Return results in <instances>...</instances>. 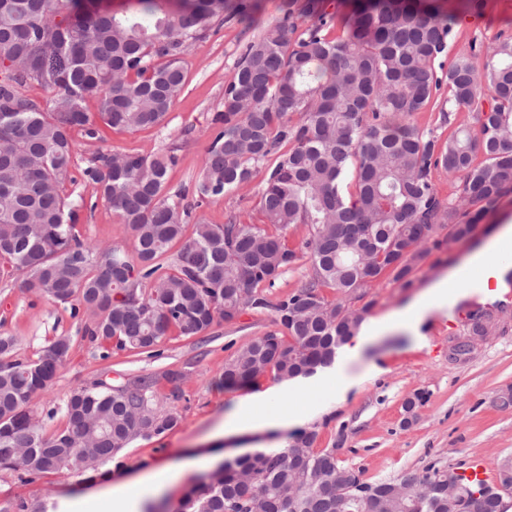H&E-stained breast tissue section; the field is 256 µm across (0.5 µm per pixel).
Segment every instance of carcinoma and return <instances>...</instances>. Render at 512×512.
I'll list each match as a JSON object with an SVG mask.
<instances>
[{"label": "carcinoma", "instance_id": "obj_1", "mask_svg": "<svg viewBox=\"0 0 512 512\" xmlns=\"http://www.w3.org/2000/svg\"><path fill=\"white\" fill-rule=\"evenodd\" d=\"M89 0H0V258L19 287L86 315L83 337L104 360L112 351L155 353L172 332L198 336L247 308L271 309L277 329L252 339L224 361V386L309 376L330 365L356 334L367 307L354 292L386 274L408 287L428 254L434 227L448 224L465 238L512 192V36L448 65L453 17L437 0H362L341 17L324 0H288L283 17L242 49L224 88V111L193 192L195 207L219 198L264 171L263 224L236 216L223 224L200 217L186 234L185 194L167 188L175 157L102 154L85 179L133 233L135 256L119 245L94 251L84 244L78 214L63 182L73 163L78 130L102 139L100 126L139 130L159 125L186 85L183 56L236 0H138L142 16L101 17ZM313 18L301 26L299 14ZM41 53V69L27 68ZM36 83L52 94L43 110L24 94ZM99 100V112L86 99ZM490 97L489 110L482 108ZM443 124L474 108L478 130L459 128L447 139L426 135L399 116L428 105ZM459 175L461 211L439 196L432 173ZM308 227L300 249L282 232ZM180 248L162 262L174 245ZM307 258L311 278L275 303L264 289ZM325 288L336 299L322 295ZM494 319L471 311L467 329ZM71 347L57 337L35 360L0 335V469L15 470L13 453L28 458V480L78 466L94 454L119 456L138 438L165 434L179 417L163 407L159 379L138 376L117 385L98 381L73 389L64 427L46 435L26 406L52 388ZM305 432L286 448L256 451L224 462L223 477L193 487L177 512H507L500 485L467 482L433 466L397 479L368 481L315 447ZM457 500H448V478Z\"/></svg>", "mask_w": 512, "mask_h": 512}]
</instances>
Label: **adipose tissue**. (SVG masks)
I'll list each match as a JSON object with an SVG mask.
<instances>
[{"instance_id": "ef3b65f1", "label": "adipose tissue", "mask_w": 512, "mask_h": 512, "mask_svg": "<svg viewBox=\"0 0 512 512\" xmlns=\"http://www.w3.org/2000/svg\"><path fill=\"white\" fill-rule=\"evenodd\" d=\"M512 250V225L504 224L483 246L472 252L464 262L425 288L405 309L386 313L376 320L369 332L354 336L347 345L345 364L358 362L372 337L389 330L410 328L426 313L447 306L448 296L463 276L479 273L501 254ZM292 383L284 382L265 391H257L239 398L236 410L220 423L212 433L213 439L231 438L261 431L284 432L293 428L298 418L294 410L270 412L269 407L280 395L297 394Z\"/></svg>"}]
</instances>
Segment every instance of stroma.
<instances>
[{
  "mask_svg": "<svg viewBox=\"0 0 512 512\" xmlns=\"http://www.w3.org/2000/svg\"><path fill=\"white\" fill-rule=\"evenodd\" d=\"M252 14L247 18L221 15L215 18L206 37L196 41L185 56L187 83L164 122L156 127L125 131L104 129L103 137L92 140L74 132L76 143L71 182L65 192L80 206L79 228L90 244H121L133 252L134 238L119 216L106 204L95 184L82 171L99 154L108 150L151 155L171 152L176 161L168 175L171 190L193 191L203 159L211 142V119L224 109V86L231 79L242 47L262 29L278 21L287 0H248ZM478 10L468 11L463 0H445L444 11L455 18L454 39L449 58L468 54L472 42L492 46L502 35H512V0H479ZM260 178L210 201L200 211L208 223H225L229 216L260 224L264 216L259 199ZM512 219V193L504 196L475 228L472 236L448 244V228L436 226L426 247L429 254L413 273L411 287H402L392 276L366 290L361 298L375 317L405 307L421 290L443 273L459 265L471 252ZM476 294L471 283H462L448 298V305L429 313L419 330L401 328L387 332L370 346L357 367L358 385L343 388L330 381L317 401L295 400L300 421L288 437L303 432L317 434L318 448H336L338 457L362 471L370 481L396 479L435 465L458 471L475 456L494 470L512 466V406L501 409L495 401L512 392V301L496 314V323L486 341L472 354L450 359L452 346L467 333L466 326L449 328L458 307ZM80 319L36 294L19 288L15 278L0 277V333L16 338L19 353L36 359L54 337L72 338L68 358L54 386L36 395L30 407L43 427L52 433L62 427L61 418L51 417L70 391L98 381L111 384L166 370L180 371L171 383L159 382L165 408L180 417L177 427L160 438L138 439L120 460H109L92 470H62L43 474L31 481L13 472H0V512H41L57 507L71 512L65 500L94 490L114 478L134 477L156 464L184 455L242 456L243 445L267 443L271 434H246L215 443L208 433L235 409L239 396L248 390L273 386V376L261 377L254 387H225L221 375L224 361L234 348L274 330L270 311H243L230 322H218L195 338L171 336L156 356L116 352L100 359L98 349L83 339ZM178 387L180 400H169L171 387ZM423 393L425 401L407 419L405 400Z\"/></svg>",
  "mask_w": 512,
  "mask_h": 512,
  "instance_id": "1",
  "label": "stroma"
}]
</instances>
